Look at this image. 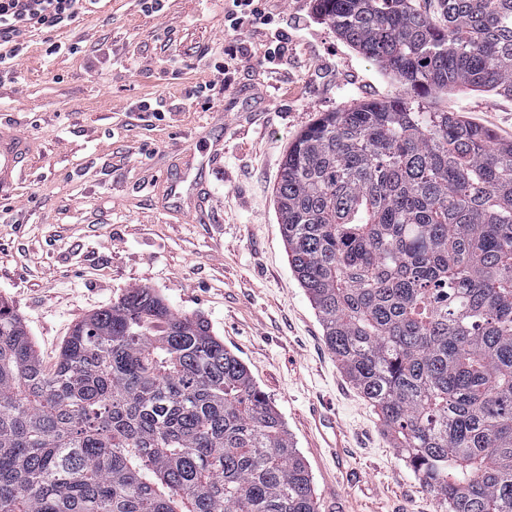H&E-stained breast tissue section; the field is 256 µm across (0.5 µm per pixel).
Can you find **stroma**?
I'll return each instance as SVG.
<instances>
[{
	"mask_svg": "<svg viewBox=\"0 0 512 512\" xmlns=\"http://www.w3.org/2000/svg\"><path fill=\"white\" fill-rule=\"evenodd\" d=\"M281 32L287 63L273 71L263 59ZM229 48L226 83L198 96ZM398 89L314 0H280L241 35L224 28V0H164L157 13L94 0L71 26L32 31L0 79V125L32 145L0 207V300L49 368L76 321L153 289L248 368L311 472L318 512H442L328 349L275 196L289 146L321 113ZM144 100L162 111H139ZM429 105L512 141L510 94L459 88ZM315 407L335 417L342 456Z\"/></svg>",
	"mask_w": 512,
	"mask_h": 512,
	"instance_id": "35a3bbf8",
	"label": "stroma"
}]
</instances>
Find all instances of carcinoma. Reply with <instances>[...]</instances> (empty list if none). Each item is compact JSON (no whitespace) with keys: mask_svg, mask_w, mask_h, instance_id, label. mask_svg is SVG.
I'll list each match as a JSON object with an SVG mask.
<instances>
[{"mask_svg":"<svg viewBox=\"0 0 512 512\" xmlns=\"http://www.w3.org/2000/svg\"><path fill=\"white\" fill-rule=\"evenodd\" d=\"M395 76L325 112L276 186L328 348L444 512H512V142L423 100L512 92V0H315ZM0 512H317L281 416L208 322L150 288L46 369L0 301Z\"/></svg>","mask_w":512,"mask_h":512,"instance_id":"carcinoma-1","label":"carcinoma"}]
</instances>
